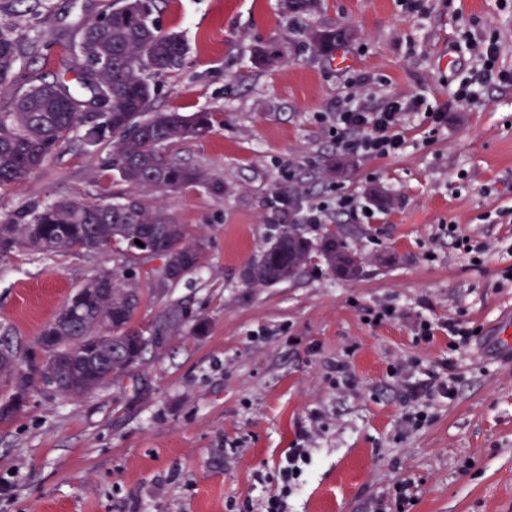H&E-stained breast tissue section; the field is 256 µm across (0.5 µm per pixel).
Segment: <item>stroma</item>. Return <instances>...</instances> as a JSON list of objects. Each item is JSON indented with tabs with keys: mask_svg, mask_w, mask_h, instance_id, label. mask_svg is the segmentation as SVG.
I'll use <instances>...</instances> for the list:
<instances>
[{
	"mask_svg": "<svg viewBox=\"0 0 512 512\" xmlns=\"http://www.w3.org/2000/svg\"><path fill=\"white\" fill-rule=\"evenodd\" d=\"M113 0L0 5V25L37 40L11 80L78 82L80 25ZM188 53L155 77L156 108L214 114L204 141L174 155L224 183L146 191L203 239L199 268L165 292L144 290L133 326L148 331L169 304L209 329L170 336L120 383L77 398L34 389L0 423V512H241L260 498L256 474L276 475L289 449L310 462L288 512H371L411 485L408 512H512V0H321L299 25L281 0H159L153 15ZM348 26L354 39L313 54L304 28ZM498 46L493 68L481 51ZM274 63L252 61L256 46ZM479 101L448 108L461 82ZM407 103L404 149L345 157L336 114ZM446 109L443 123L430 113ZM105 151L73 136L18 187L0 188V214L33 202L108 201L127 193ZM298 191L305 234L336 229L364 260L357 277L312 257L294 280L251 285L242 273L273 233L272 188ZM320 223H307L313 206ZM456 233H449V226ZM123 274L115 251L0 262V334L28 355L83 282ZM387 306L392 318H380ZM456 320L468 339L418 319ZM437 374L452 397L406 399Z\"/></svg>",
	"mask_w": 512,
	"mask_h": 512,
	"instance_id": "35a3bbf8",
	"label": "stroma"
}]
</instances>
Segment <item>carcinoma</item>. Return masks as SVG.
<instances>
[{
    "mask_svg": "<svg viewBox=\"0 0 512 512\" xmlns=\"http://www.w3.org/2000/svg\"><path fill=\"white\" fill-rule=\"evenodd\" d=\"M317 0H285V9L300 19L312 14ZM156 0H115L109 12L87 20L79 31L78 55L83 61L79 83L93 94L106 96L109 112H81L79 94L55 79L30 87L12 97L10 110L0 112V187L19 186L39 170L71 136L80 131L89 146L108 144L106 164L131 188L115 201L87 203L56 200L0 214V259L30 249L48 256L78 250L117 249L126 259L120 278L110 272L82 284L57 319L45 328L38 351L20 362L6 338L0 339V379L10 383V392L0 399V421L13 419L26 403L31 387L79 398L98 387L129 375L144 353L161 347L165 338L190 326L202 336L207 321L180 306L166 308L155 319L149 334L131 329L142 303L141 284L134 268L144 257L133 241L148 236L151 244L174 266L169 277L160 266L152 279L165 289L199 267L200 239L169 214L149 212L137 190L178 191L203 187L217 199L224 197V183L205 169L178 159L169 148L184 141L203 140L212 133V115L154 110V88L149 76L179 67L187 52L183 36L164 31L153 19ZM342 29L309 33V43L318 54L336 50ZM24 42L12 30L0 28V94L23 55ZM267 223L277 228L273 240L258 259L249 264L244 280L253 285H273L294 278L308 264L313 252L297 220L296 197L291 188L271 190ZM324 239L332 249L319 251L331 271L344 265L346 276L356 274L355 253L329 229ZM64 366L69 386L53 387L46 378L55 364Z\"/></svg>",
    "mask_w": 512,
    "mask_h": 512,
    "instance_id": "obj_1",
    "label": "carcinoma"
}]
</instances>
